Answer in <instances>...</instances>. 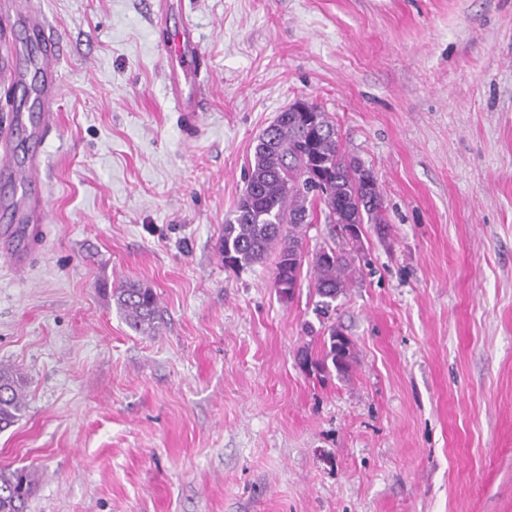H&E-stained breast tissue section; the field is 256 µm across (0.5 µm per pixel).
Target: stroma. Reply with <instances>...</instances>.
I'll list each match as a JSON object with an SVG mask.
<instances>
[{
	"label": "stroma",
	"mask_w": 512,
	"mask_h": 512,
	"mask_svg": "<svg viewBox=\"0 0 512 512\" xmlns=\"http://www.w3.org/2000/svg\"><path fill=\"white\" fill-rule=\"evenodd\" d=\"M63 38L47 224L24 268L0 239V365L26 409L0 468L28 512H512V0H183L213 82L185 141L151 0H38ZM326 112L373 171L386 230L308 252L357 273L321 312L275 256L217 252L255 140ZM153 289L133 331L111 290ZM339 326L348 374L305 372ZM34 477L25 468H0V512H26Z\"/></svg>",
	"instance_id": "obj_1"
}]
</instances>
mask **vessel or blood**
Returning <instances> with one entry per match:
<instances>
[{"label":"vessel or blood","instance_id":"b4317fda","mask_svg":"<svg viewBox=\"0 0 512 512\" xmlns=\"http://www.w3.org/2000/svg\"><path fill=\"white\" fill-rule=\"evenodd\" d=\"M27 13L20 23L25 30V41L15 46L7 60V68L0 77L27 95L37 117L28 120L24 112L9 113L0 123V181L13 186L12 195L0 199V213L14 224L18 238L9 256L12 266L21 268L27 263L32 244L23 232L32 224L48 220V197L43 189V159L32 154L25 165L19 166L10 158L17 132L37 141L56 130L59 124L58 102L62 83L58 64L64 52V41L53 32L41 13L39 5L26 6ZM165 65L162 71L166 92L178 114L183 134L194 138L202 121L211 86L207 80L208 67L196 25L183 19L179 28L162 43ZM36 71L39 81L29 85V71Z\"/></svg>","mask_w":512,"mask_h":512}]
</instances>
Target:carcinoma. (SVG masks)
Listing matches in <instances>:
<instances>
[{
  "label": "carcinoma",
  "instance_id": "1",
  "mask_svg": "<svg viewBox=\"0 0 512 512\" xmlns=\"http://www.w3.org/2000/svg\"><path fill=\"white\" fill-rule=\"evenodd\" d=\"M319 180L312 184L310 175ZM317 192L325 220L342 229L352 225L383 224L384 201L372 173L342 152L336 126L318 106L307 112L279 113L256 140L253 161L245 174V188L236 210L225 220L218 253L228 267L249 268L277 252L274 286L291 299L307 256L305 225L314 220L308 206ZM355 257L334 247H323L312 257L317 292L324 307L343 294ZM112 298L130 328L139 333L156 329L158 300L154 291L135 283L112 289ZM354 359L352 341L331 327L323 340L321 357L301 355L319 374L348 373ZM25 408L19 377L0 367V431L13 426ZM34 477L25 468H0V512H27Z\"/></svg>",
  "mask_w": 512,
  "mask_h": 512
}]
</instances>
